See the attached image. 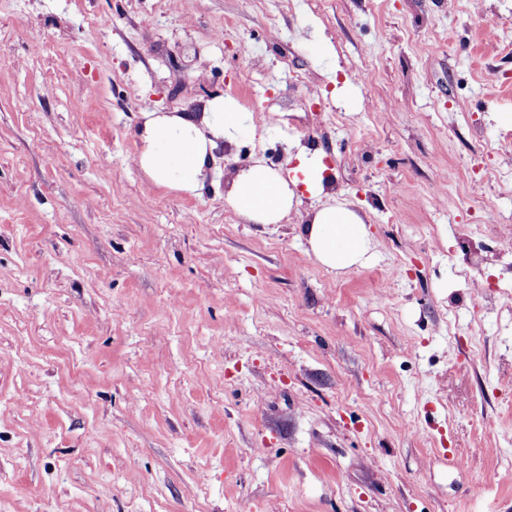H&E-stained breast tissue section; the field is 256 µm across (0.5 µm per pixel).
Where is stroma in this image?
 Returning <instances> with one entry per match:
<instances>
[{
	"label": "stroma",
	"instance_id": "35a3bbf8",
	"mask_svg": "<svg viewBox=\"0 0 512 512\" xmlns=\"http://www.w3.org/2000/svg\"><path fill=\"white\" fill-rule=\"evenodd\" d=\"M216 95L201 196L150 185L141 113ZM301 146L364 266L327 196L228 204ZM509 216L512 0H0V512H512ZM299 165L293 168V177L261 162L240 170L232 181L227 202L244 221L250 224L280 223L298 204L296 188L299 184L311 194L325 191L323 172L326 169L317 151L310 154L302 148ZM301 231L316 262L332 271L361 264L370 248L362 218L336 200L309 215Z\"/></svg>",
	"mask_w": 512,
	"mask_h": 512
}]
</instances>
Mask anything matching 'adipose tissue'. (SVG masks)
<instances>
[{
  "label": "adipose tissue",
  "mask_w": 512,
  "mask_h": 512,
  "mask_svg": "<svg viewBox=\"0 0 512 512\" xmlns=\"http://www.w3.org/2000/svg\"><path fill=\"white\" fill-rule=\"evenodd\" d=\"M239 128V107L230 98H213L200 112H145L134 130V163L154 185L198 196L216 150L234 141ZM298 161L289 178L260 162L240 170L232 181L229 205L246 222L280 223L298 203V186L314 195L325 190L319 153L300 150ZM301 231L316 262L333 271L361 264L370 248L362 218L341 202L309 215Z\"/></svg>",
  "instance_id": "obj_1"
}]
</instances>
